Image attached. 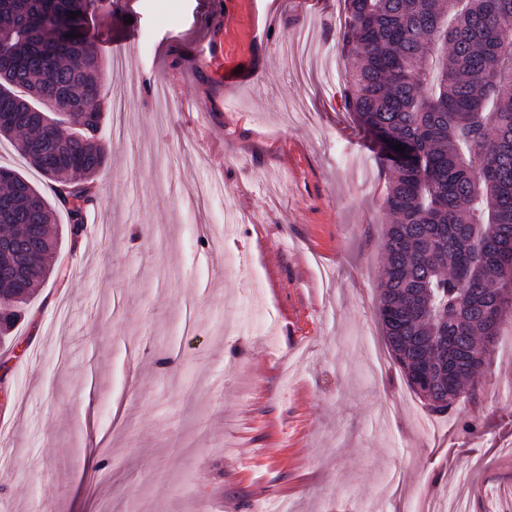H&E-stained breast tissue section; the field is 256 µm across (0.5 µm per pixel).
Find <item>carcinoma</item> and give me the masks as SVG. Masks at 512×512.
Returning <instances> with one entry per match:
<instances>
[{"instance_id":"1","label":"carcinoma","mask_w":512,"mask_h":512,"mask_svg":"<svg viewBox=\"0 0 512 512\" xmlns=\"http://www.w3.org/2000/svg\"><path fill=\"white\" fill-rule=\"evenodd\" d=\"M102 0H0V138L52 182L49 201L0 172V225H43L29 292L0 308L9 336L53 275L56 209L74 237L106 153L103 62L89 38ZM337 48L345 103L389 173L378 314L410 388L433 413L466 396L494 352L478 290L500 288L512 316V0H345ZM79 16L70 18V13ZM401 144L405 151H395Z\"/></svg>"}]
</instances>
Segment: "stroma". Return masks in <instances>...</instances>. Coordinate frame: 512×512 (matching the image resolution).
Wrapping results in <instances>:
<instances>
[{
  "label": "stroma",
  "mask_w": 512,
  "mask_h": 512,
  "mask_svg": "<svg viewBox=\"0 0 512 512\" xmlns=\"http://www.w3.org/2000/svg\"><path fill=\"white\" fill-rule=\"evenodd\" d=\"M129 16L85 230L57 214L67 274L0 343V512H512V323L445 415L383 336L388 176L345 105L343 0H106L91 26ZM302 27L324 54L284 69ZM200 56L202 57V65H200V67L197 68V72L203 80V83L205 86L204 93L210 103V107L208 106L207 103H205V104L207 106L208 111L213 112V110L215 109V106L213 103L212 90H213L214 86L216 85V83L212 80L210 75L213 78H216L215 77L216 72L223 71V58L220 57L219 55L206 54V53L201 54Z\"/></svg>",
  "instance_id": "stroma-1"
}]
</instances>
